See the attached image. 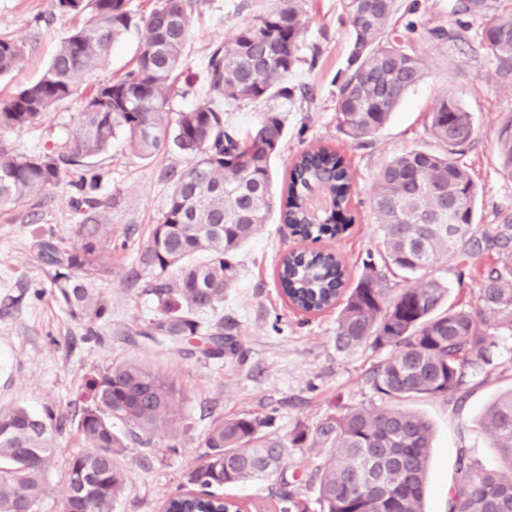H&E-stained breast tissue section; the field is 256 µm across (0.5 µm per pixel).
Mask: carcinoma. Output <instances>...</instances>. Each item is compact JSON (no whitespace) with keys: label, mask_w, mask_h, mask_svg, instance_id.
Masks as SVG:
<instances>
[{"label":"carcinoma","mask_w":512,"mask_h":512,"mask_svg":"<svg viewBox=\"0 0 512 512\" xmlns=\"http://www.w3.org/2000/svg\"><path fill=\"white\" fill-rule=\"evenodd\" d=\"M196 2L154 0L133 67L94 84L68 155H23L0 147V209L65 184L82 197L86 209L75 227L80 244L64 248L49 235L38 251L56 299L71 318L86 323L87 339H96L112 326L109 304L90 281L107 269L101 236L113 196H100L109 173L84 159L107 151L119 133L142 160L170 145L195 156L191 168L167 172V206L140 256L143 269L153 274L145 291L174 298L183 309L135 332L119 326L115 335L161 337L171 344L200 335L205 353L219 357L236 351L224 333V318L204 328L197 315L217 311L224 293L236 286L241 248L276 206L282 223L304 241L345 233L355 220V180L341 154L319 146L295 157L287 191L276 195L272 161L286 118L270 103L293 96L287 77L301 61L307 31L299 0H279L276 9L216 44L207 63L212 99L170 112ZM53 7L62 16L87 11L90 18L60 43L35 83L0 101V130L30 125L71 96L133 23L128 0H53ZM339 9L349 28L350 54L336 113L340 127L360 142L386 126L424 71L410 38L415 22L402 33L394 28L397 0H339ZM448 11L457 27L436 26L429 30L433 38L463 41L479 18V46L499 61L503 76L512 73V10L500 0H450ZM25 58L23 43L0 37V75ZM220 101L268 108L243 135L226 121ZM473 129L471 113L445 96L428 117L429 133L443 150L404 151L380 168L370 207L381 231L382 264L368 256L354 286H348L341 257L328 250L287 253L278 266L279 287L294 306L305 312L339 306L336 350L391 349V357L369 375L380 404L347 407L285 436L269 430L271 415L218 419L206 433L203 463L185 475L163 512H239L221 491L270 479L280 486V512H310L289 490L288 456L295 448L329 450L317 472L319 512H424L431 426L403 404L438 397L464 401L469 376L493 365L495 331L512 334V217L500 224L475 222L478 189L456 158ZM496 143L501 172L512 178V119L498 129ZM484 248L497 259L481 269L476 304H448V287L429 277V269L450 252L461 251L473 262ZM198 253L208 260L191 262ZM392 267L419 277V283L388 287L386 270ZM486 313L494 315V325L486 324ZM96 388L94 404L78 421L83 449L67 461L61 512H112L124 489L127 449L152 447L157 433L176 431L181 417L180 390L147 362L108 364ZM480 423L498 449L497 465L484 468L459 449V478L448 489L447 512H512V389L488 406ZM61 427L52 414L39 417L23 407L0 412V512H36L49 491L53 437Z\"/></svg>","instance_id":"obj_1"}]
</instances>
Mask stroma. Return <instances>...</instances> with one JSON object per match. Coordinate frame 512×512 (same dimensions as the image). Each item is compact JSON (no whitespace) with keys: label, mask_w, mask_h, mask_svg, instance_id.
Returning a JSON list of instances; mask_svg holds the SVG:
<instances>
[{"label":"stroma","mask_w":512,"mask_h":512,"mask_svg":"<svg viewBox=\"0 0 512 512\" xmlns=\"http://www.w3.org/2000/svg\"><path fill=\"white\" fill-rule=\"evenodd\" d=\"M276 3L200 0L171 92V111H188L209 98L207 61L214 44L231 38L238 22L268 12ZM420 4L416 16L401 11L396 19L402 25L416 19L414 48L425 77L365 145H358L337 121L336 93L350 53L347 32L338 22V0H304L308 29L303 61L288 77L292 98L276 103L287 115V134L275 161L278 188L286 186L293 156L317 144L342 154L355 175L356 221L327 242L355 275L368 255L381 248L369 205L378 170L396 153L438 150L427 129V116L446 95L456 96L474 118V133L460 160L479 189L478 223L496 224L502 216L512 215V179L501 174L496 149L498 129L512 119V80L498 77V62L486 51L431 38V28L456 24L448 13V0H420ZM85 20L82 14L55 15L52 0H0V35L24 43L27 49L23 67L0 78V100L35 82L61 40ZM143 36V25L131 27L91 73L90 83L116 79L130 70ZM84 101V91H76L33 125L0 130V145L26 155L48 149L67 153L78 134ZM88 163L109 171L108 190L116 195L105 227L109 265L94 286L110 304L113 325L138 328L164 312L163 303L145 292L148 274H141L134 284L128 280L166 207L170 186L161 172L172 165L189 168L193 160L170 148L143 161L117 138L107 153L89 158ZM75 197L74 188L64 185L44 193L40 203L26 200L0 212V411L20 405L65 421L54 439L50 491L38 512H60L67 459L80 447L77 422L93 403L99 372L112 362L137 357L157 364L180 386L183 414L179 434L157 437L145 454L129 449L125 492L112 512H161L164 499L176 492L184 474L201 464L202 444L215 418L269 413L273 431L285 435L296 425L315 424L337 406L376 402L367 374L390 357V350L366 347L337 352V309L306 313L281 295L275 279L278 259L302 242L274 214L240 250L239 279L224 298V326L238 344L236 354L209 357L203 341L194 338L176 345L138 335L106 336L99 342L86 339L84 325L73 321L56 302L38 256L43 236L53 235L65 247L76 243L74 230L81 214L74 207ZM430 274L447 283L451 303L474 302L479 271L458 279L457 260L451 255L434 265ZM495 341L494 367L470 377L463 405L444 397L415 405L433 432L425 512H447L458 448H468L484 466L496 461L497 451L479 420L488 405L512 387V334L499 332ZM326 456V449L302 448L289 457L288 471L297 477L294 491L299 498L315 501L314 473ZM277 490L270 479L228 488L226 494L243 504L246 512H279Z\"/></svg>","instance_id":"stroma-1"}]
</instances>
